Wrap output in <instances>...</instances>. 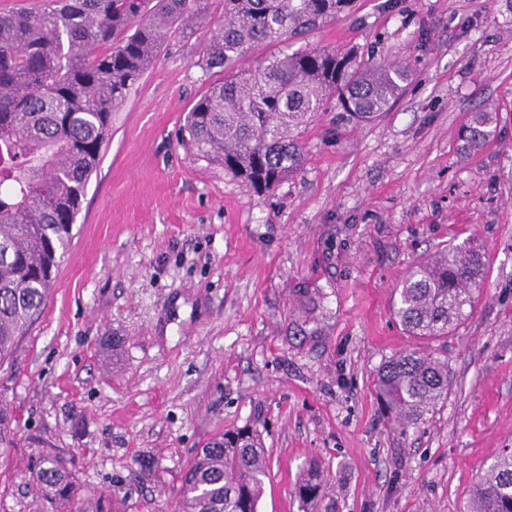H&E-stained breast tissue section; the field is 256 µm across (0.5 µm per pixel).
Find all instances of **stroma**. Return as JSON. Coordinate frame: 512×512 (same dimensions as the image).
Returning <instances> with one entry per match:
<instances>
[{"instance_id": "stroma-1", "label": "stroma", "mask_w": 512, "mask_h": 512, "mask_svg": "<svg viewBox=\"0 0 512 512\" xmlns=\"http://www.w3.org/2000/svg\"><path fill=\"white\" fill-rule=\"evenodd\" d=\"M204 27L168 34L112 114L48 300L0 363L16 448L0 512H38L31 469L74 461L81 512H173L188 463L248 427L269 470L258 512H304L294 485L320 464L332 512H461L512 448V0H351L295 40L406 65L367 123L328 103L304 160L249 189L182 141L220 70ZM492 138L460 139L475 113ZM474 238L488 267L472 315L429 346L448 396L414 428L383 419L378 368L419 347L392 291L419 261Z\"/></svg>"}]
</instances>
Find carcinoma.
<instances>
[{
    "instance_id": "obj_1",
    "label": "carcinoma",
    "mask_w": 512,
    "mask_h": 512,
    "mask_svg": "<svg viewBox=\"0 0 512 512\" xmlns=\"http://www.w3.org/2000/svg\"><path fill=\"white\" fill-rule=\"evenodd\" d=\"M207 0H42L34 11L0 13V362L45 305L55 272L112 128V112L153 64L165 35L207 21ZM351 0H224V20L198 64L220 69L193 104L184 138L200 157L245 185L268 191L300 170L296 132L328 100L356 120L389 109L407 81L397 64L288 40L349 9ZM260 46L278 51L241 64ZM488 113L461 131L469 148L492 136ZM486 277L477 248L452 246L417 264L396 288L394 315L409 335L437 339L464 323ZM376 393L384 417L405 431L448 396V360L413 349L387 360ZM0 407V456L16 447ZM71 460L35 466L38 494L71 502ZM257 434L227 431L188 468L175 512H257L267 478ZM295 495L315 506L323 479L312 465ZM463 512H512V450L479 477Z\"/></svg>"
}]
</instances>
